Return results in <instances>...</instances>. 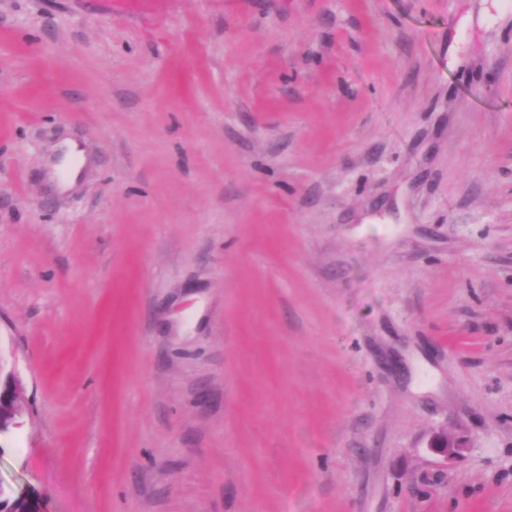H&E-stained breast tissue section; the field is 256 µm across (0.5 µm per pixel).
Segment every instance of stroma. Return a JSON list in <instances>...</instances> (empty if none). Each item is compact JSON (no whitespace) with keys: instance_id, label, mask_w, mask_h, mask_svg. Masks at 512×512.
Instances as JSON below:
<instances>
[{"instance_id":"35a3bbf8","label":"stroma","mask_w":512,"mask_h":512,"mask_svg":"<svg viewBox=\"0 0 512 512\" xmlns=\"http://www.w3.org/2000/svg\"><path fill=\"white\" fill-rule=\"evenodd\" d=\"M0 364L40 512H512V5L0 0ZM429 448H433L434 451L442 454L444 457H458L462 455L465 448H467L466 441L448 435L447 431L437 432L429 443Z\"/></svg>"}]
</instances>
